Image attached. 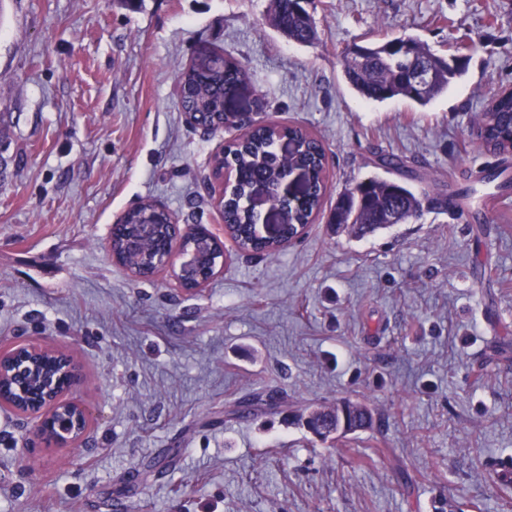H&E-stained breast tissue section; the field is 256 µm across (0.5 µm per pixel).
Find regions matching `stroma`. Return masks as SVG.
Returning a JSON list of instances; mask_svg holds the SVG:
<instances>
[{
    "label": "stroma",
    "instance_id": "35a3bbf8",
    "mask_svg": "<svg viewBox=\"0 0 512 512\" xmlns=\"http://www.w3.org/2000/svg\"><path fill=\"white\" fill-rule=\"evenodd\" d=\"M314 6L303 45L270 0H0V345L68 350L91 412L81 443L45 453L35 420L0 406V512H512V358L477 369L512 330V193L481 233L427 199L362 238L327 222L345 186L392 178L378 155L404 158L417 193L497 164L473 127L512 87V0ZM401 35L447 56L475 43L427 106L344 78L348 46ZM201 45L248 70L228 110L307 128L328 183L301 239L273 255L225 239L187 296L113 264L108 236L145 199L221 229L210 160L237 131L188 125L175 92ZM252 388L288 413L225 421ZM346 399L372 428L321 440L297 419ZM172 448L175 466L143 474Z\"/></svg>",
    "mask_w": 512,
    "mask_h": 512
}]
</instances>
